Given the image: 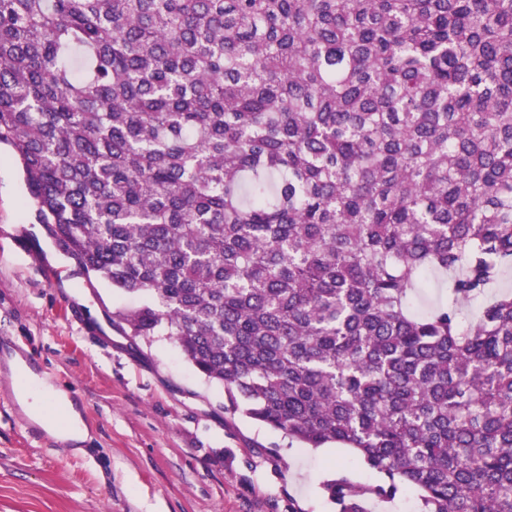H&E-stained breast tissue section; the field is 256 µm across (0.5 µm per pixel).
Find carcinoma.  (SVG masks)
Wrapping results in <instances>:
<instances>
[{
    "label": "carcinoma",
    "mask_w": 512,
    "mask_h": 512,
    "mask_svg": "<svg viewBox=\"0 0 512 512\" xmlns=\"http://www.w3.org/2000/svg\"><path fill=\"white\" fill-rule=\"evenodd\" d=\"M0 143L112 326L386 477L336 512H512V0H0Z\"/></svg>",
    "instance_id": "carcinoma-1"
}]
</instances>
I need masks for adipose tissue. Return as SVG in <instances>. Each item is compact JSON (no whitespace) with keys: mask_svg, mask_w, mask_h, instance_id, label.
<instances>
[{"mask_svg":"<svg viewBox=\"0 0 512 512\" xmlns=\"http://www.w3.org/2000/svg\"><path fill=\"white\" fill-rule=\"evenodd\" d=\"M22 412L31 420L45 424L57 440L81 450L88 439V430L73 401L62 389L47 381H39L32 391L16 390Z\"/></svg>","mask_w":512,"mask_h":512,"instance_id":"1","label":"adipose tissue"}]
</instances>
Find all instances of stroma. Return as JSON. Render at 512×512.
I'll use <instances>...</instances> for the list:
<instances>
[{
    "label": "stroma",
    "mask_w": 512,
    "mask_h": 512,
    "mask_svg": "<svg viewBox=\"0 0 512 512\" xmlns=\"http://www.w3.org/2000/svg\"><path fill=\"white\" fill-rule=\"evenodd\" d=\"M135 300L87 281L36 224L14 151L0 146V512H336L324 480L367 484L347 448H301L224 408L166 336L132 342L112 314ZM36 356L90 430L81 454L42 446L5 374Z\"/></svg>",
    "instance_id": "obj_1"
}]
</instances>
